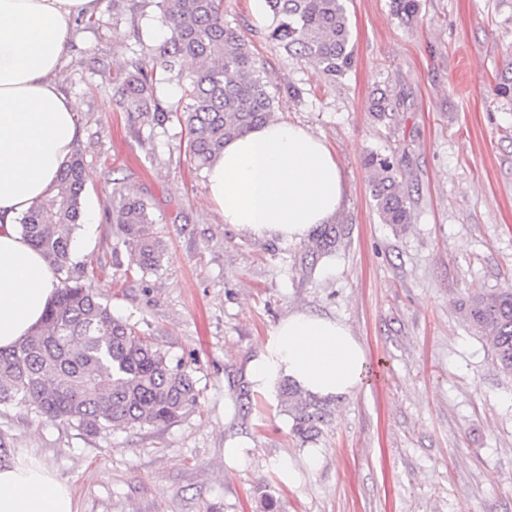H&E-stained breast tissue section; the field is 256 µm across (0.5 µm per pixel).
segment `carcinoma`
Returning a JSON list of instances; mask_svg holds the SVG:
<instances>
[{"label": "carcinoma", "mask_w": 512, "mask_h": 512, "mask_svg": "<svg viewBox=\"0 0 512 512\" xmlns=\"http://www.w3.org/2000/svg\"><path fill=\"white\" fill-rule=\"evenodd\" d=\"M406 25L416 20L419 0H392ZM270 39L297 59L316 62L336 81L353 63L346 0H267ZM170 37L152 65H136L123 82L120 105L156 125L172 120L188 135L199 169L219 156L224 143L265 123L274 112L271 82L248 42L224 20L223 0H156ZM190 58L196 70L183 74ZM176 82L184 98L166 108L158 87ZM396 102L385 92L374 102L381 123L395 118ZM379 218L384 224L411 223L407 199L389 156L371 152L364 160ZM85 189L82 159L73 155L57 175L52 192L21 218V234L57 272L67 274L42 324L9 350H0V405L28 406L51 420L96 433L109 425L157 427L175 422L199 397L188 366L173 359L149 337L112 314L98 295L70 276L71 244L82 216ZM112 223L130 246V262L141 270L158 266L164 246L144 200L118 187L112 190ZM342 229L323 225L314 238L318 251L335 250ZM465 317L512 374V290L473 296ZM281 405L293 417L292 431L304 442L328 422L327 405L287 382Z\"/></svg>", "instance_id": "carcinoma-1"}]
</instances>
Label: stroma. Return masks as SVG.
I'll use <instances>...</instances> for the list:
<instances>
[{"mask_svg": "<svg viewBox=\"0 0 512 512\" xmlns=\"http://www.w3.org/2000/svg\"><path fill=\"white\" fill-rule=\"evenodd\" d=\"M112 2L74 18L56 74L78 112L82 209L96 214L75 232L72 274L186 362L199 400L167 426L94 434L1 407L0 465L56 472L76 512H264L269 497L277 512H512V376L462 314L471 296L512 289V99L495 91L512 77V0H420L409 26L391 0H348L354 65L333 83L269 39L251 0H224L271 79L275 118L322 136L340 166L344 239L317 260L307 242L226 224L178 122L153 126L117 106L167 27L154 0H124L117 20ZM383 90L398 101L386 125L372 115ZM371 152L395 158L404 229L375 211ZM119 185L151 207L164 246L155 269L131 265L112 222ZM297 310L343 320L371 369L308 443L279 393L255 392L246 375Z\"/></svg>", "mask_w": 512, "mask_h": 512, "instance_id": "1", "label": "stroma"}]
</instances>
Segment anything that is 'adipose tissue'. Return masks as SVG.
I'll return each instance as SVG.
<instances>
[{
    "label": "adipose tissue",
    "instance_id": "ef3b65f1",
    "mask_svg": "<svg viewBox=\"0 0 512 512\" xmlns=\"http://www.w3.org/2000/svg\"><path fill=\"white\" fill-rule=\"evenodd\" d=\"M97 0H0V349L43 320L57 288L52 267L17 228L51 190L79 128L55 76L72 22ZM225 223L256 237L305 240L339 211L344 183L326 142L272 119L227 141L205 173ZM256 391L287 379L325 399L366 386V351L335 318L296 311L280 321L248 365ZM0 512H75L67 483L37 464L0 466Z\"/></svg>",
    "mask_w": 512,
    "mask_h": 512
}]
</instances>
